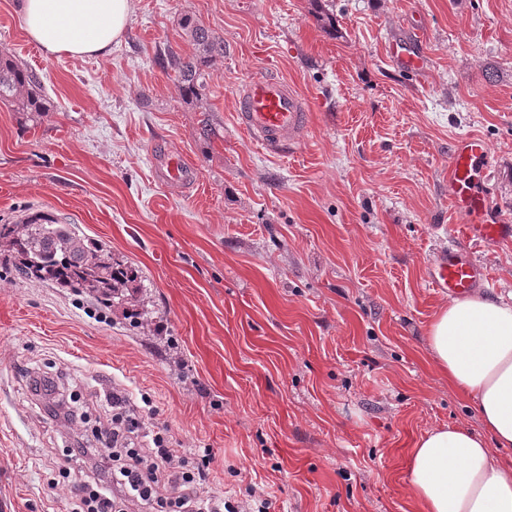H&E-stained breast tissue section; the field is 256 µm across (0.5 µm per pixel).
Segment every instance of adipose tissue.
I'll use <instances>...</instances> for the list:
<instances>
[{
	"mask_svg": "<svg viewBox=\"0 0 512 512\" xmlns=\"http://www.w3.org/2000/svg\"><path fill=\"white\" fill-rule=\"evenodd\" d=\"M24 29L47 55L103 57L119 41L131 0H21ZM449 386L473 401L482 432L446 425L423 434L410 485L426 512H512V303L451 300L427 330Z\"/></svg>",
	"mask_w": 512,
	"mask_h": 512,
	"instance_id": "adipose-tissue-1",
	"label": "adipose tissue"
}]
</instances>
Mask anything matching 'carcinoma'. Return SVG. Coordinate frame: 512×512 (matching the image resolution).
<instances>
[{
	"instance_id": "cac0c4a2",
	"label": "carcinoma",
	"mask_w": 512,
	"mask_h": 512,
	"mask_svg": "<svg viewBox=\"0 0 512 512\" xmlns=\"http://www.w3.org/2000/svg\"><path fill=\"white\" fill-rule=\"evenodd\" d=\"M184 29L195 45L209 53H224V45L213 42L206 27L189 19ZM208 57L183 58L168 52L160 65L176 73L182 91L198 94L203 86L201 68ZM42 83L33 70L0 59V101L15 112L42 114ZM10 265L23 279L47 282L67 288L94 301L101 310L129 302L130 290L139 289L140 270L112 260L111 247L88 238L70 224H32L24 219L14 224H0V264Z\"/></svg>"
}]
</instances>
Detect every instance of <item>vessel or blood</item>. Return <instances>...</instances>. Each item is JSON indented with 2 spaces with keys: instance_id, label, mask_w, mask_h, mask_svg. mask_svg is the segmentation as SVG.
I'll use <instances>...</instances> for the list:
<instances>
[{
  "instance_id": "obj_1",
  "label": "vessel or blood",
  "mask_w": 512,
  "mask_h": 512,
  "mask_svg": "<svg viewBox=\"0 0 512 512\" xmlns=\"http://www.w3.org/2000/svg\"><path fill=\"white\" fill-rule=\"evenodd\" d=\"M394 50L406 72L414 74L424 69V56L410 43H397ZM236 120L255 142L281 153L303 142L309 125V105L286 78L256 74L238 91ZM490 164V148L483 138L475 134L455 138L448 161V186L451 211L456 218V241L437 251L427 268L429 285L442 297L468 295L489 284L487 266L468 251V243L512 241V219L498 211L477 175L478 169Z\"/></svg>"
}]
</instances>
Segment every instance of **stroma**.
I'll list each match as a JSON object with an SVG mask.
<instances>
[{"mask_svg": "<svg viewBox=\"0 0 512 512\" xmlns=\"http://www.w3.org/2000/svg\"><path fill=\"white\" fill-rule=\"evenodd\" d=\"M224 43L196 99L164 52ZM427 61L402 72L390 46ZM0 54L35 70L48 116L0 103V224L38 212L142 272L156 316L96 310L0 266V512H70L54 483L72 434L31 378L112 395L186 455L209 449L207 494L264 512H425L410 452L445 424L480 430L427 342L447 299L427 263L453 240L448 157L477 134L486 187L512 217V0H131L101 58L49 57L18 0H0ZM281 73L308 101L306 139L273 154L236 124L251 75ZM177 154L186 187L156 179ZM512 294V242L475 248ZM183 25L195 45L199 47L202 46L208 53L216 52L218 54H223L224 43L218 44L213 42L208 29L202 24L186 19Z\"/></svg>", "mask_w": 512, "mask_h": 512, "instance_id": "1", "label": "stroma"}]
</instances>
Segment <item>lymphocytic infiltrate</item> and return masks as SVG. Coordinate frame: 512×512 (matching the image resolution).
Listing matches in <instances>:
<instances>
[{
  "label": "lymphocytic infiltrate",
  "instance_id": "f902f5d3",
  "mask_svg": "<svg viewBox=\"0 0 512 512\" xmlns=\"http://www.w3.org/2000/svg\"><path fill=\"white\" fill-rule=\"evenodd\" d=\"M141 427L117 398L106 425L93 428L91 435L80 436L65 449L70 459H97L86 472L75 474L63 466L58 469L60 477L74 488L73 512H129L133 505L143 512H239L237 506L224 501L202 509L204 468L171 447L163 433H155L151 447H143Z\"/></svg>",
  "mask_w": 512,
  "mask_h": 512
}]
</instances>
